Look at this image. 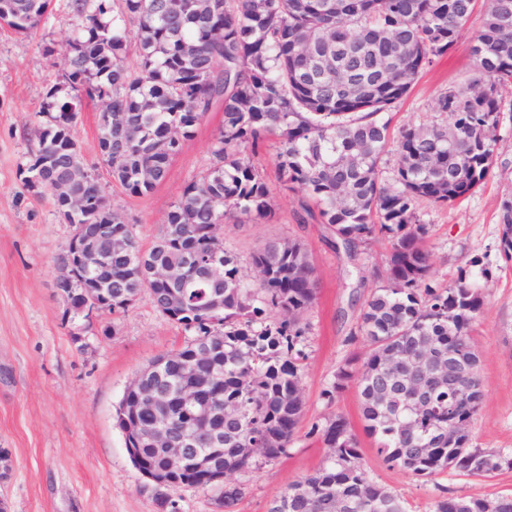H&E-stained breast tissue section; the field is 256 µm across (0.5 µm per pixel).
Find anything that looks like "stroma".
I'll return each instance as SVG.
<instances>
[{
	"label": "stroma",
	"instance_id": "obj_1",
	"mask_svg": "<svg viewBox=\"0 0 512 512\" xmlns=\"http://www.w3.org/2000/svg\"><path fill=\"white\" fill-rule=\"evenodd\" d=\"M486 7L487 0H478L454 47L420 74L391 111L393 132L443 122L435 101L474 78L471 48ZM73 24L64 0H56L52 15L32 32L0 31V448L12 457L11 472L0 481V500L8 512H223L215 492L193 487L172 493L170 506L160 507L154 487L131 463L115 420L138 371L181 348L189 334L162 316L146 294L120 315L65 318L67 304L56 279L73 227L58 217L49 195L27 192L19 177L35 148L45 94L62 81L61 48ZM499 94L497 154L484 184L451 205L419 201L417 211L427 225L433 285L448 288L462 277L480 285L482 307L471 335L484 398L469 426V443L512 453V261L500 251L499 224L501 204L512 197V86H502ZM98 112L97 102L83 101L74 127L85 167L102 184L111 207L151 244L182 188L206 169L224 114L218 107L206 113L165 181L148 195L131 197L107 173L98 149ZM278 150L272 137L257 154L274 196L275 218L226 225L224 247L245 264L269 241L297 240L307 248L318 290L302 318L306 408L286 455L233 474V481L246 487L236 512H267L290 483L312 472L327 453L313 427L336 412L357 435L370 479L401 496L408 512H432L433 502L448 495L511 494L512 469L489 477L447 471L427 480L390 467L378 454L376 439L364 431L355 385L334 404L326 403L322 392L338 369L366 354L358 315L386 283L391 245L377 237L350 255L337 248L329 225L316 219L299 223L303 193L279 180Z\"/></svg>",
	"mask_w": 512,
	"mask_h": 512
}]
</instances>
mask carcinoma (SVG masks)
I'll list each match as a JSON object with an SVG mask.
<instances>
[{
  "instance_id": "obj_1",
  "label": "carcinoma",
  "mask_w": 512,
  "mask_h": 512,
  "mask_svg": "<svg viewBox=\"0 0 512 512\" xmlns=\"http://www.w3.org/2000/svg\"><path fill=\"white\" fill-rule=\"evenodd\" d=\"M77 24L64 52L70 62L64 79L100 103L112 102V128L99 127L98 144L112 180L130 196L142 197L166 179L173 158L202 117L219 103L224 125L210 150L203 174L185 185L164 219V229L148 249L134 225L107 204L90 178L79 190L90 218L112 223L129 243L112 258L91 267L112 285V305L101 312L127 311L135 294H149L154 308L191 334L185 346L151 361L166 360V374L188 382L213 363L197 358V341L209 334L211 320L223 328L219 355L224 371L205 388L212 399L235 405L237 419L224 422V465L237 470L253 459H276L288 452L305 409L298 363L304 329L300 319L316 295V270L298 241H270L251 265L208 232L212 224H240L275 216L270 188L254 160L259 143L280 140L281 180L305 193L298 221L318 213L347 253L378 233L392 242L387 285L364 303L358 332L369 347L358 371L339 368L323 391L332 404L355 381L364 430L378 440V452L393 467L416 478L445 470L490 474L512 468V454L435 443L455 421H472L475 408H454L448 388L435 392L427 411L407 407V382L384 356L423 340L434 353L477 356L469 336L482 300L470 281L460 278L445 290L428 283L431 253L426 224L415 203L426 198L454 203L482 185L496 153L501 112L499 93L512 81V0H490L472 54L476 77L465 87L442 93L436 111L448 124L410 128L391 137V112L407 96L421 72L444 55L469 22L475 0H66ZM53 0H0V28L17 34L39 27ZM135 42L138 63L126 65ZM40 114L37 144L23 177L29 191L50 195L63 222L69 212L50 187L67 173L69 160L82 161L70 129L77 102L52 86ZM139 131L134 140L130 131ZM396 147L398 164L387 179L384 156ZM356 156L347 167L343 160ZM501 251L512 259L508 241L512 198L503 202ZM216 259L219 276L205 274ZM182 270L181 303L170 305L168 287L152 278L154 266ZM176 424L194 428L198 420L170 403ZM326 460L275 498L268 512H407L398 495L376 484L361 463L359 441L341 414L315 425ZM141 465H160L156 449H135ZM211 478L185 470L161 490L209 489ZM241 484L225 483L217 505L233 512L244 497ZM483 497L443 496L433 512H482Z\"/></svg>"
}]
</instances>
